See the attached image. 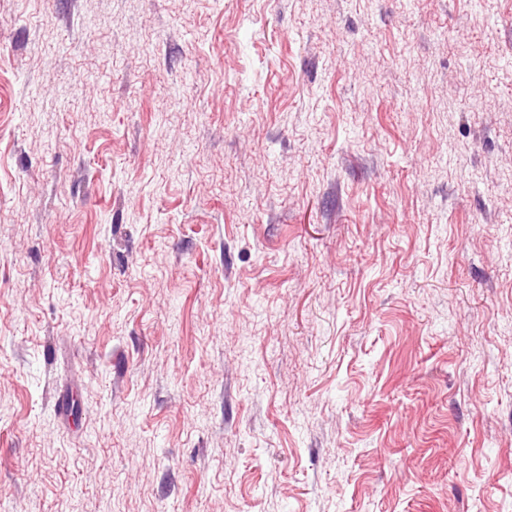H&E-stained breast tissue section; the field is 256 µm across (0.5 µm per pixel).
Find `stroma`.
Returning a JSON list of instances; mask_svg holds the SVG:
<instances>
[{
  "label": "stroma",
  "mask_w": 512,
  "mask_h": 512,
  "mask_svg": "<svg viewBox=\"0 0 512 512\" xmlns=\"http://www.w3.org/2000/svg\"><path fill=\"white\" fill-rule=\"evenodd\" d=\"M0 512H512V0H0Z\"/></svg>",
  "instance_id": "1"
}]
</instances>
